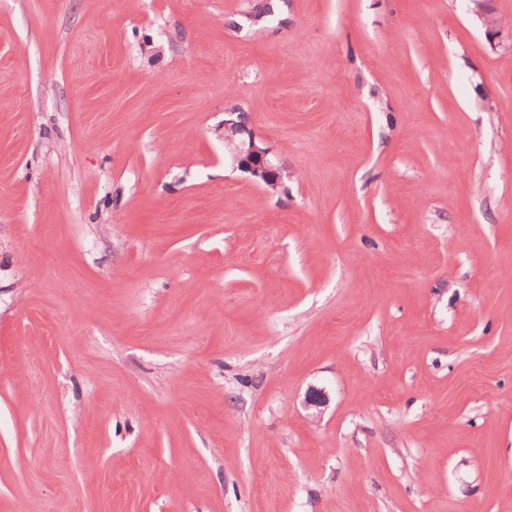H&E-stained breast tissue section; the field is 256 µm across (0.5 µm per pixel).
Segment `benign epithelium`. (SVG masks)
<instances>
[{"label":"benign epithelium","mask_w":512,"mask_h":512,"mask_svg":"<svg viewBox=\"0 0 512 512\" xmlns=\"http://www.w3.org/2000/svg\"><path fill=\"white\" fill-rule=\"evenodd\" d=\"M224 151L232 164L250 179L271 192L283 186L281 169L269 157V149L264 147L253 131L234 118V113H224Z\"/></svg>","instance_id":"benign-epithelium-1"}]
</instances>
